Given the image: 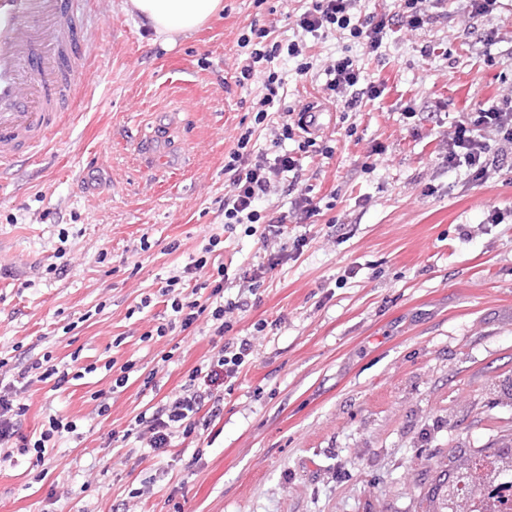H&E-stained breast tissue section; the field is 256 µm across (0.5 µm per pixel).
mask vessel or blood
Returning a JSON list of instances; mask_svg holds the SVG:
<instances>
[{"label": "vessel or blood", "mask_w": 512, "mask_h": 512, "mask_svg": "<svg viewBox=\"0 0 512 512\" xmlns=\"http://www.w3.org/2000/svg\"><path fill=\"white\" fill-rule=\"evenodd\" d=\"M86 0H0V171L39 155L92 47Z\"/></svg>", "instance_id": "obj_1"}]
</instances>
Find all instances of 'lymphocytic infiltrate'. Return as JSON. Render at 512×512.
Segmentation results:
<instances>
[{
  "mask_svg": "<svg viewBox=\"0 0 512 512\" xmlns=\"http://www.w3.org/2000/svg\"><path fill=\"white\" fill-rule=\"evenodd\" d=\"M430 0H401L397 13H364L362 0H311L299 15L298 27L312 37L327 35L329 31H346L351 37L365 39L371 51H378L391 28L399 27L416 32L432 21ZM245 55L232 66V77L237 86L262 78L265 96L257 105V124L269 123L274 135V152H255L252 144L254 127L246 128L236 140L224 163L229 183L224 188V224L254 225L262 243L263 256L255 274L274 269L287 258L289 252H302L306 239L295 237L292 247H285L282 238L288 232L290 215L312 216L317 207L307 194H299L292 203L291 212L272 208L270 201L280 190L284 173L298 170L300 157L308 153L314 142L304 138L295 152H278L284 141L294 139L298 130L304 129L305 120L291 122L289 113H274L279 101V91L284 87L283 78L271 65L280 56L297 62L296 72L304 76L312 68L302 61L301 43H282L271 39L265 28H252L250 35L241 36L237 42ZM322 68L327 76V90L344 99L346 106H354L360 98L379 97L381 91L375 83H362V71L350 56L330 57ZM512 145V87L502 90L500 98L492 105L466 113L464 118L448 129L444 162L448 167H465L472 184L487 182L495 171L492 153L494 146ZM221 243L220 237H210L201 254L183 271L174 273L159 289L174 314L173 319L143 333V340L187 331L199 320H206L214 336L222 338L220 345L206 365L192 372L188 381L174 394L166 396L163 403L149 412L134 418L133 429L146 447L160 450L172 447L181 438L200 435L208 430L219 417L224 402V385L238 378L251 363L255 339L251 336L231 335L232 321L247 305L246 292L254 285V276L243 277L235 298L224 295V266H217V281L210 293H203L201 285L191 282V277L205 270L209 256ZM81 372L73 364L55 361L52 353L19 362L9 356H0V456L34 455L43 460L47 449L66 435L76 434L75 420L51 415L48 422L32 435L21 431L22 418L27 412L24 398L30 388L38 383H50L62 388L71 380L81 379Z\"/></svg>",
  "mask_w": 512,
  "mask_h": 512,
  "instance_id": "1",
  "label": "lymphocytic infiltrate"
}]
</instances>
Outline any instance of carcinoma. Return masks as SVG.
Returning <instances> with one entry per match:
<instances>
[{
  "instance_id": "obj_1",
  "label": "carcinoma",
  "mask_w": 512,
  "mask_h": 512,
  "mask_svg": "<svg viewBox=\"0 0 512 512\" xmlns=\"http://www.w3.org/2000/svg\"><path fill=\"white\" fill-rule=\"evenodd\" d=\"M507 470L512 472V445L502 451L478 452V455L460 464L452 478L442 479L435 498L437 506L432 512H472L471 497L459 492L461 482L469 478L475 489L481 490L489 486L499 473Z\"/></svg>"
}]
</instances>
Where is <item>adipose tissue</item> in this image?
<instances>
[{"label":"adipose tissue","instance_id":"obj_1","mask_svg":"<svg viewBox=\"0 0 512 512\" xmlns=\"http://www.w3.org/2000/svg\"><path fill=\"white\" fill-rule=\"evenodd\" d=\"M133 10L165 43L202 26L222 7V0H130Z\"/></svg>","mask_w":512,"mask_h":512}]
</instances>
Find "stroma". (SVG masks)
<instances>
[{"instance_id":"stroma-1","label":"stroma","mask_w":512,"mask_h":512,"mask_svg":"<svg viewBox=\"0 0 512 512\" xmlns=\"http://www.w3.org/2000/svg\"><path fill=\"white\" fill-rule=\"evenodd\" d=\"M305 7L224 0L169 48L128 0H90L97 53L73 115L47 152L0 179V351L93 371L27 393L24 432L56 412L81 435L46 452L40 483L28 458H0V512H117L136 476L154 484L137 512H428L440 475L512 440V148L496 147V172L477 186L443 161L449 126L512 84V0L466 31L464 0H442L433 23L389 32L376 53L338 32L302 36ZM253 25L303 39L313 64L302 77L275 59L281 108L334 107L321 65L346 52L383 92L324 121L301 170L283 174L273 205L289 210L307 189L320 209L308 227L288 223L309 243L259 280L234 323L233 335L261 325L265 338L220 418L156 452L128 435L132 419L215 345L202 321L141 341L172 315L155 297L161 281L214 234L229 285L261 251L246 225L224 227V157L240 126L255 127L256 149L272 140L254 121L261 81L226 78ZM496 211L503 223H488ZM111 361L135 370L102 421L92 395Z\"/></svg>"}]
</instances>
